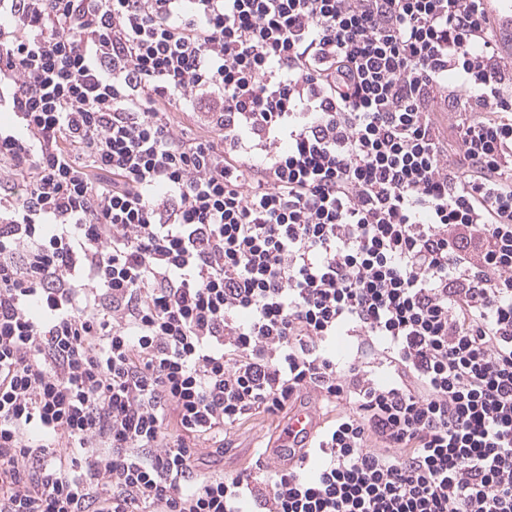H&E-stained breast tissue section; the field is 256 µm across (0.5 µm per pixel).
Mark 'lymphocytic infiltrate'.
<instances>
[{
	"instance_id": "1",
	"label": "lymphocytic infiltrate",
	"mask_w": 512,
	"mask_h": 512,
	"mask_svg": "<svg viewBox=\"0 0 512 512\" xmlns=\"http://www.w3.org/2000/svg\"><path fill=\"white\" fill-rule=\"evenodd\" d=\"M2 110L0 512H512L480 0H0ZM304 397L289 465L203 468Z\"/></svg>"
}]
</instances>
